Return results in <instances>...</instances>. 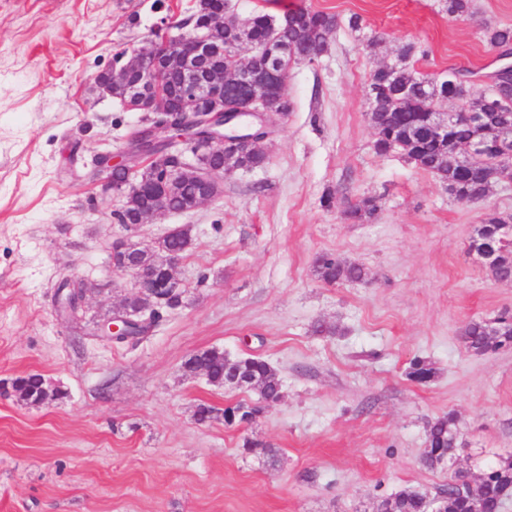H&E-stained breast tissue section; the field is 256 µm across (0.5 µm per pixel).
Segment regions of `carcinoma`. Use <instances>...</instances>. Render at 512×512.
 Wrapping results in <instances>:
<instances>
[{
	"instance_id": "carcinoma-1",
	"label": "carcinoma",
	"mask_w": 512,
	"mask_h": 512,
	"mask_svg": "<svg viewBox=\"0 0 512 512\" xmlns=\"http://www.w3.org/2000/svg\"><path fill=\"white\" fill-rule=\"evenodd\" d=\"M444 10L452 18L471 14V0H443ZM288 21L262 12L255 13L249 26L242 28L233 20L224 21V56L217 57L215 64L232 65L234 50L242 44L270 48L273 59L288 68L291 64L312 63L327 47V37L339 26L336 15L321 10L298 8L287 12ZM486 41L493 49L505 52L512 49V27L505 26L485 30ZM417 45L403 44L396 63L375 68L368 84L371 104V123L379 130L375 149L380 153L399 151L415 167L438 176L448 183V193L461 202L482 200L489 186L501 177L512 175V160L494 154L472 158L462 166L452 164L459 147L478 141L492 142L497 139L512 140V88L507 77L504 86L496 91L492 88L479 90L467 69L454 70L455 78L445 74L427 76L409 67V60L416 54ZM182 77L176 65L168 68L164 92L169 103L180 99ZM453 100L461 112H483L487 119L481 124L455 118L448 126V133L437 135L430 132L428 116L443 109V103ZM263 152L242 147L236 154V163L244 168H256L265 164ZM180 165V159L172 156L164 168L147 181L143 192L122 214L117 216L121 224L135 222L139 214L149 206L156 190L167 191L170 201L177 209L183 208L201 194V186L182 175L175 176L172 169ZM379 205L374 198H364L350 207L348 216L356 221H369L375 217ZM498 211L485 214L476 235L488 236L497 242L498 248L512 254V234L498 231ZM157 255L152 250H141L137 254H124L117 250L111 254L116 265L127 262L137 266L155 263ZM316 273L320 280L335 284L344 281H363L367 277L365 268L356 263H347L331 254H323L316 261ZM460 340L466 349L475 353L495 351L512 345V314H503L493 324L471 320L460 330ZM184 370L190 375H202L207 381L222 387L225 381L236 375L242 381L241 389L263 390V399L274 400L278 396L279 382L274 368L264 359L255 356L229 358L224 350L211 348L192 354L184 362ZM430 363L417 359L412 363L411 377L426 382L433 377ZM13 390L30 405H40L46 400L65 398L59 390L46 386L40 374H28L12 382ZM426 443L431 448L453 459L464 444L457 430V419L449 413L431 422L427 429ZM467 477L464 472L455 473V481L439 492L443 497L445 512H463L456 496V482ZM480 485L476 504L477 512H495L512 497V455L501 457L485 464L478 475ZM425 496L403 489L390 500L378 503L376 512H426Z\"/></svg>"
}]
</instances>
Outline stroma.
<instances>
[{
	"mask_svg": "<svg viewBox=\"0 0 512 512\" xmlns=\"http://www.w3.org/2000/svg\"><path fill=\"white\" fill-rule=\"evenodd\" d=\"M472 5L453 19L441 0H230L243 18L310 8L341 25L321 58L290 67L292 110L276 117L264 165L131 230L115 217L120 195L84 164L121 151L144 115L99 95L94 78L193 0H0V512H374L404 488L435 495L475 457L512 454V348L476 354L459 339L465 322L512 312V283L469 251L485 212H512V184L457 201L400 153H377L367 118L370 73L402 43L422 48L421 74L494 69L483 32L512 26V0ZM369 197L377 216L348 218ZM180 224L194 235L182 306L138 340L97 336L132 292L113 243ZM325 253L367 278L324 283ZM73 277L97 284L75 320L59 289ZM212 347L268 361L282 399L246 423H198V404L258 403L185 374ZM417 358L435 371L427 382L409 376ZM30 373L65 398L19 400L11 382ZM449 412L466 446L426 469V427ZM248 441L279 449V465Z\"/></svg>",
	"mask_w": 512,
	"mask_h": 512,
	"instance_id": "obj_1",
	"label": "stroma"
}]
</instances>
